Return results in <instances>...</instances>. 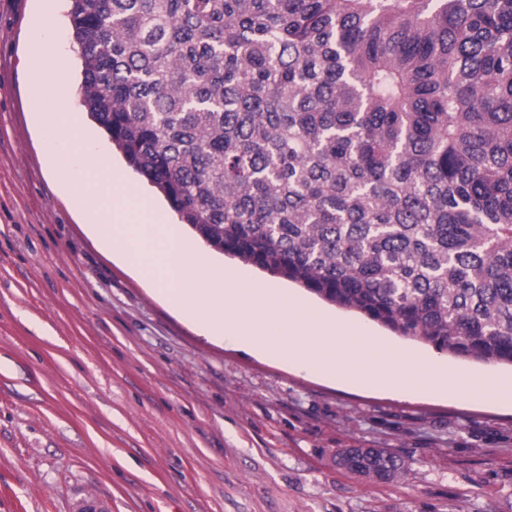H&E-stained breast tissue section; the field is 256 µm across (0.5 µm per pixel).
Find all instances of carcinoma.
I'll use <instances>...</instances> for the list:
<instances>
[{"label": "carcinoma", "instance_id": "obj_1", "mask_svg": "<svg viewBox=\"0 0 512 512\" xmlns=\"http://www.w3.org/2000/svg\"><path fill=\"white\" fill-rule=\"evenodd\" d=\"M82 105L213 250L512 365V0H70ZM340 463L404 473L384 448Z\"/></svg>", "mask_w": 512, "mask_h": 512}]
</instances>
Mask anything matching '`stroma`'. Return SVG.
<instances>
[{
  "label": "stroma",
  "instance_id": "obj_1",
  "mask_svg": "<svg viewBox=\"0 0 512 512\" xmlns=\"http://www.w3.org/2000/svg\"><path fill=\"white\" fill-rule=\"evenodd\" d=\"M68 0H0V512H512V405L351 387L211 341L101 248L48 165L27 109L37 45L69 84L97 157L179 218L81 104ZM416 360L512 382V367L394 336L298 285L216 256ZM388 448L397 481L341 469Z\"/></svg>",
  "mask_w": 512,
  "mask_h": 512
}]
</instances>
